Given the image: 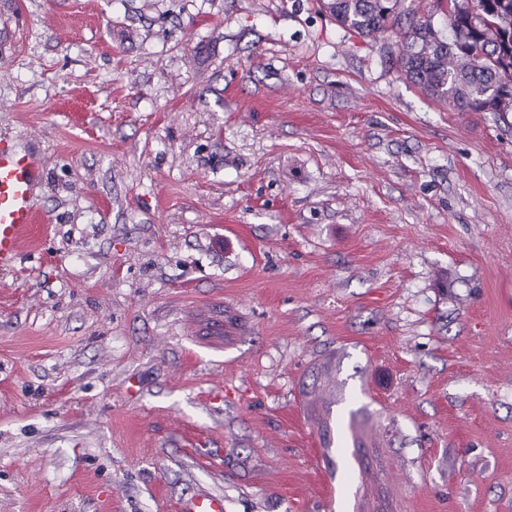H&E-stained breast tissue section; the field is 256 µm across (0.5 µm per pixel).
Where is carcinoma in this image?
I'll use <instances>...</instances> for the list:
<instances>
[{
    "instance_id": "obj_1",
    "label": "carcinoma",
    "mask_w": 512,
    "mask_h": 512,
    "mask_svg": "<svg viewBox=\"0 0 512 512\" xmlns=\"http://www.w3.org/2000/svg\"><path fill=\"white\" fill-rule=\"evenodd\" d=\"M340 26L375 37L398 29L399 72L453 108L512 112V0H448L444 28L401 0H319Z\"/></svg>"
}]
</instances>
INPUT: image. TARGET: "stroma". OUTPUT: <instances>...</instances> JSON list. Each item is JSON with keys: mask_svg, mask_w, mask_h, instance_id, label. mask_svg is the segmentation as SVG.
I'll use <instances>...</instances> for the list:
<instances>
[{"mask_svg": "<svg viewBox=\"0 0 512 512\" xmlns=\"http://www.w3.org/2000/svg\"><path fill=\"white\" fill-rule=\"evenodd\" d=\"M316 0H0V512H512V112ZM45 157L0 147V266L11 264L31 242L39 212L33 189L43 175ZM327 480L323 477V500L324 510L335 512L336 505L345 493L346 485L341 480L336 482V448L332 456V465L325 471ZM179 512H224V497L205 491L195 492L181 500Z\"/></svg>", "mask_w": 512, "mask_h": 512, "instance_id": "1", "label": "stroma"}]
</instances>
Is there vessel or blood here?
Here are the masks:
<instances>
[{
  "instance_id": "1",
  "label": "vessel or blood",
  "mask_w": 512,
  "mask_h": 512,
  "mask_svg": "<svg viewBox=\"0 0 512 512\" xmlns=\"http://www.w3.org/2000/svg\"><path fill=\"white\" fill-rule=\"evenodd\" d=\"M45 159L0 147V266L11 264L18 251L32 239L39 221L33 204V189L43 175ZM346 486L337 481L335 469H328L323 482L322 504L335 512ZM179 512H224L222 495L200 491L181 500Z\"/></svg>"
}]
</instances>
